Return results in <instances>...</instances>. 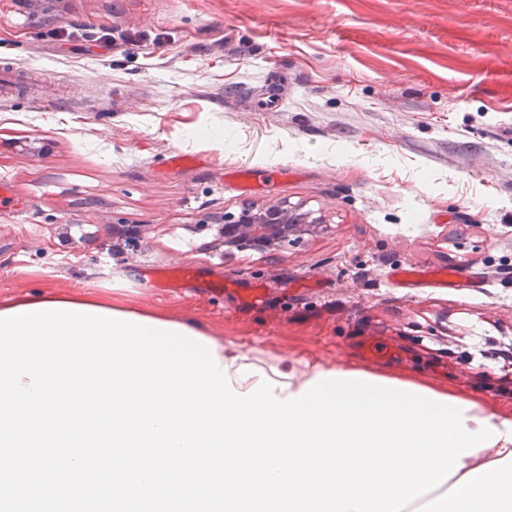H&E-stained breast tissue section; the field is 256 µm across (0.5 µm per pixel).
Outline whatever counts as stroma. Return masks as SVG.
Segmentation results:
<instances>
[{"mask_svg": "<svg viewBox=\"0 0 512 512\" xmlns=\"http://www.w3.org/2000/svg\"><path fill=\"white\" fill-rule=\"evenodd\" d=\"M3 57L40 94L0 98V177L24 198L0 209V302L87 292L512 416V0H0ZM274 77L281 107L255 110ZM278 202L324 231L228 256L205 223ZM396 266L484 285L401 288Z\"/></svg>", "mask_w": 512, "mask_h": 512, "instance_id": "stroma-1", "label": "stroma"}]
</instances>
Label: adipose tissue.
<instances>
[{"mask_svg":"<svg viewBox=\"0 0 512 512\" xmlns=\"http://www.w3.org/2000/svg\"><path fill=\"white\" fill-rule=\"evenodd\" d=\"M466 418L488 420L502 431L496 445L463 457V466L441 487L415 499L403 512H512V417L474 407Z\"/></svg>","mask_w":512,"mask_h":512,"instance_id":"ef3b65f1","label":"adipose tissue"}]
</instances>
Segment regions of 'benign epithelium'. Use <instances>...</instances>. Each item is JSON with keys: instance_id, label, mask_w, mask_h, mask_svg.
I'll return each mask as SVG.
<instances>
[{"instance_id": "7a95c632", "label": "benign epithelium", "mask_w": 512, "mask_h": 512, "mask_svg": "<svg viewBox=\"0 0 512 512\" xmlns=\"http://www.w3.org/2000/svg\"><path fill=\"white\" fill-rule=\"evenodd\" d=\"M323 229L322 219L296 207L274 204L245 207L219 220L218 236L224 254L252 250L270 252Z\"/></svg>"}]
</instances>
